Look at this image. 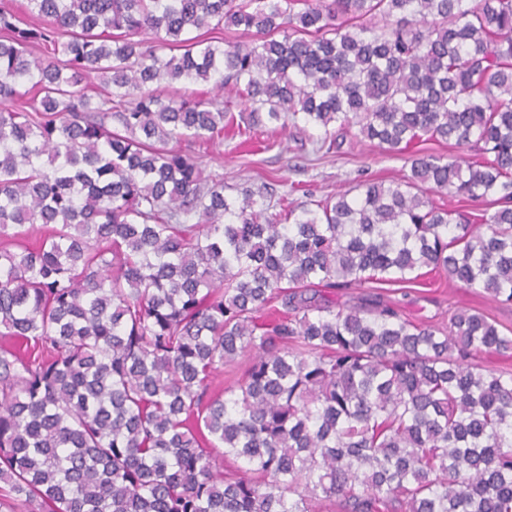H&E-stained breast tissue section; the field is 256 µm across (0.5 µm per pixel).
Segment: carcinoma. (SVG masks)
I'll return each instance as SVG.
<instances>
[{"mask_svg":"<svg viewBox=\"0 0 512 512\" xmlns=\"http://www.w3.org/2000/svg\"><path fill=\"white\" fill-rule=\"evenodd\" d=\"M28 11L0 7V512H512V371L468 362L512 330L327 296L430 272L512 303V0ZM214 24L252 39L187 37ZM198 81L231 95L154 88ZM266 120L409 174L297 209L181 148Z\"/></svg>","mask_w":512,"mask_h":512,"instance_id":"carcinoma-1","label":"carcinoma"}]
</instances>
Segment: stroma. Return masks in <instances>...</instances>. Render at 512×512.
<instances>
[{"mask_svg": "<svg viewBox=\"0 0 512 512\" xmlns=\"http://www.w3.org/2000/svg\"><path fill=\"white\" fill-rule=\"evenodd\" d=\"M294 128L272 129L263 126L256 132L260 140H275L270 150H257L241 144L239 138L216 137L206 144L185 143V150L202 157L209 169L223 173L224 194L238 197L241 190L258 192L272 187L289 201L303 205L302 188L316 197L340 190H355L359 183L377 180L384 183L402 180L408 169L402 159L386 154L365 141L348 137L334 153L314 154L313 143H299ZM401 310L417 321L433 323L447 320L449 307L484 311L512 327V305L493 301L481 289H469L440 280L438 286H416L392 295Z\"/></svg>", "mask_w": 512, "mask_h": 512, "instance_id": "obj_1", "label": "stroma"}]
</instances>
